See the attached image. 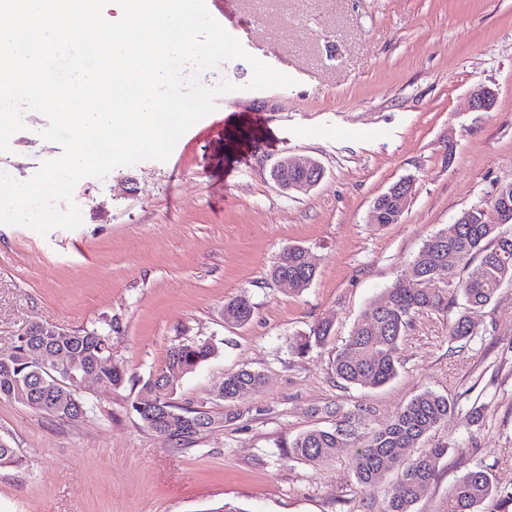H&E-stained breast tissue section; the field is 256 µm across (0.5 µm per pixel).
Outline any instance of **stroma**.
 Listing matches in <instances>:
<instances>
[{"mask_svg":"<svg viewBox=\"0 0 512 512\" xmlns=\"http://www.w3.org/2000/svg\"><path fill=\"white\" fill-rule=\"evenodd\" d=\"M214 9L233 35L252 21L248 53L295 86L251 89L242 59L204 71L203 85L225 79L235 91L167 160L82 179L81 226L43 236L0 225V352L35 323L74 330L109 318L119 327L112 360L127 373L120 389H83L94 411L78 423L0 400V441L22 459L0 467V512H384L394 473L367 489L352 449L311 466L288 459L286 446L350 412L380 426L426 390L459 405L427 439L448 453L414 512H444L450 485L474 467L512 479V287L471 310L478 334L459 351L447 313L416 314L382 387L342 385L332 370L426 239L461 211L488 208L496 184L512 180V0H215ZM479 87L496 93L490 111L470 108ZM24 120L0 153V171L21 182L63 153L41 138L43 115ZM292 155L325 170L308 193L284 194L271 178ZM402 179L413 194L401 221L375 224L376 198ZM289 245L317 266L299 293L270 275ZM239 294L253 306L243 326L224 321ZM321 320L331 339L294 354L290 338ZM184 339L218 351L179 378L172 400L204 405L220 423L179 446L131 403ZM240 369L259 372L261 390L219 398L225 374Z\"/></svg>","mask_w":512,"mask_h":512,"instance_id":"1","label":"stroma"}]
</instances>
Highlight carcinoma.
I'll list each match as a JSON object with an SVG mask.
<instances>
[{"instance_id":"carcinoma-1","label":"carcinoma","mask_w":512,"mask_h":512,"mask_svg":"<svg viewBox=\"0 0 512 512\" xmlns=\"http://www.w3.org/2000/svg\"><path fill=\"white\" fill-rule=\"evenodd\" d=\"M507 196L508 204H492L487 213L472 208L458 215L459 224H450L430 236L422 251L427 259L414 269V288H403L395 281L376 300L382 312L379 324L358 323L336 351L332 369L336 379L347 385L380 387L397 374L399 346L414 314L451 311L456 299L468 309L491 303L501 289L512 286V184L497 185L493 197ZM452 250L465 275L457 277L454 269L442 270L441 251ZM288 272L300 292L310 286L316 276V264L309 251L299 246L283 248L271 275ZM452 290L443 288V285ZM253 314L248 298L240 295L224 304V320L244 325ZM116 324L106 320L98 326L70 331L68 336H43L30 326L16 338L11 351L0 354V398L14 401L33 411L68 422L85 420L93 406L74 391L62 385L65 366L47 373L42 365V346L58 345L57 351L79 352L90 361H103L98 378L101 386L116 390L126 382L124 368L112 362V333ZM332 335V325L319 321L309 332L290 341L292 351L304 355L324 345ZM477 335L470 315L464 311L448 317V339L468 342ZM215 353L209 341L193 340L173 345L167 353L165 367L150 375L132 401V408L149 429L155 426L156 402H167V408L184 416L169 439L187 442L202 431L194 428L200 408L180 406L170 394L160 392L155 376L181 371L190 373ZM261 374L241 369L224 376V400L237 401L259 391ZM456 403L433 391L415 395L384 425L359 434L362 418L343 417L330 429H312L295 437L289 444L290 459L309 464L327 462L344 448H355V476L362 486L375 485L382 475L396 471V482L386 497L385 512H414L413 506L436 476L440 460L448 448L435 445L414 456L412 449L425 440L429 432L448 418ZM446 512H512V480H502L488 466H478L459 476L448 489Z\"/></svg>"}]
</instances>
